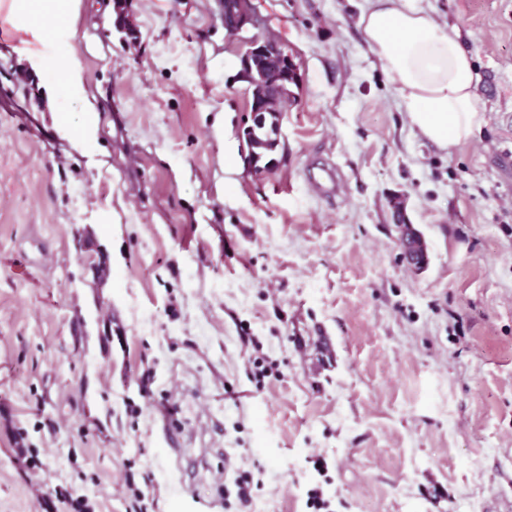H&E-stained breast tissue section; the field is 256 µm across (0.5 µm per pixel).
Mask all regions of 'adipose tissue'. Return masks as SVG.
<instances>
[{"instance_id":"1","label":"adipose tissue","mask_w":512,"mask_h":512,"mask_svg":"<svg viewBox=\"0 0 512 512\" xmlns=\"http://www.w3.org/2000/svg\"><path fill=\"white\" fill-rule=\"evenodd\" d=\"M80 0H10V14L33 22L45 40L42 20L79 14ZM361 25L370 50L397 87L411 126L438 146L469 142L483 123L476 75L457 30L439 24L419 0H368Z\"/></svg>"}]
</instances>
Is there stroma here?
I'll list each match as a JSON object with an SVG mask.
<instances>
[{"label":"stroma","mask_w":512,"mask_h":512,"mask_svg":"<svg viewBox=\"0 0 512 512\" xmlns=\"http://www.w3.org/2000/svg\"><path fill=\"white\" fill-rule=\"evenodd\" d=\"M424 4L479 76L475 137L411 127L366 0H253L299 73L259 170L222 0H80L39 45L0 9V512L134 485L154 512H512V0ZM33 49L84 70L81 146ZM313 187L322 197H331L336 194L337 172L336 166L325 164L312 174ZM396 228L403 261L409 268L421 269L427 255L426 242L409 224H397Z\"/></svg>","instance_id":"1"}]
</instances>
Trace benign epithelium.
<instances>
[{"mask_svg": "<svg viewBox=\"0 0 512 512\" xmlns=\"http://www.w3.org/2000/svg\"><path fill=\"white\" fill-rule=\"evenodd\" d=\"M224 27L237 33L251 30L255 34L254 42L247 44V49L241 57V74L248 79L260 70L266 74H272L264 87L261 99L254 100L251 110L252 118L260 123L265 122L264 113L272 107L287 110L283 100V90L290 82L298 81L297 70L294 65H288L286 69L276 68L270 60L276 56L288 57L282 44L274 36L265 32L261 27V21L255 12L251 0H224ZM279 123H274L266 138H256L250 144L249 158L253 159L269 145L277 142ZM398 231V244L401 255L406 265L412 269H420L425 265L424 258L427 255V245L409 224L396 225Z\"/></svg>", "mask_w": 512, "mask_h": 512, "instance_id": "7a95c632", "label": "benign epithelium"}]
</instances>
